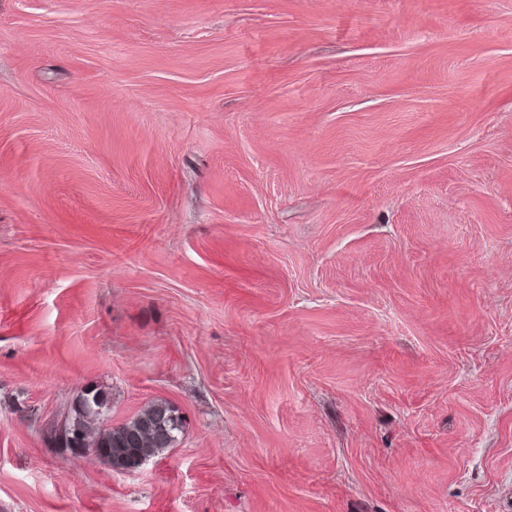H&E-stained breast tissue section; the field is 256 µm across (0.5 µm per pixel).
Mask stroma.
<instances>
[{"label": "stroma", "mask_w": 512, "mask_h": 512, "mask_svg": "<svg viewBox=\"0 0 512 512\" xmlns=\"http://www.w3.org/2000/svg\"><path fill=\"white\" fill-rule=\"evenodd\" d=\"M0 512H512V0H0ZM109 410L105 392L96 387L85 389L68 417L67 442L62 448H74L72 435L82 441L78 448H92L108 457L113 468L135 469L173 448L184 427L178 410L167 401H154L117 426L108 425Z\"/></svg>", "instance_id": "1"}]
</instances>
